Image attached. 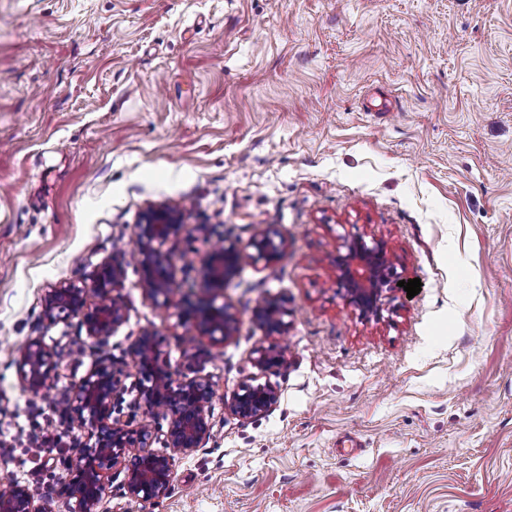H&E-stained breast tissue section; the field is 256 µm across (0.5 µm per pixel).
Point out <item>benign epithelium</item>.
<instances>
[{"instance_id":"7a95c632","label":"benign epithelium","mask_w":512,"mask_h":512,"mask_svg":"<svg viewBox=\"0 0 512 512\" xmlns=\"http://www.w3.org/2000/svg\"><path fill=\"white\" fill-rule=\"evenodd\" d=\"M186 226L185 210L179 207H149L135 225V247L141 270V285L160 307L172 300L176 289L170 257L161 249L177 238ZM344 251L336 254V286L345 300L361 314L376 321L388 293L404 292L397 286L402 280L392 264L386 241L361 237L344 240ZM288 251V237L270 225L258 228L251 241L240 247L221 240L214 244L207 259L206 283L213 291L223 290L246 260L262 259L272 263ZM124 278L120 264L106 263L90 274L88 281L77 285L63 284L50 289L43 298L45 318L55 323L77 317L92 340L108 337L123 323L124 311L112 291ZM288 309L278 302L258 304L253 320L265 335L282 338L288 335L284 317ZM198 335L214 344L234 336L238 317L227 304L212 302L201 305L195 313ZM255 364L263 373H279L288 367L285 349L274 342L256 350ZM139 378V403L154 416L169 419L165 447L170 452L152 450L154 432L143 425L129 427L113 416L115 404L124 390L123 371L99 365L73 387L63 400L71 422L87 433L88 441L72 461L66 489L73 500L70 512H100L106 485L112 470L125 471L126 495L136 502L163 499L170 493L176 457L187 455L210 435L209 404L212 388L200 369L202 351L187 357V373L177 382L160 365V352L154 334L146 332L132 345ZM18 376L27 390L38 391L56 377L55 353L40 339L27 341L19 350ZM280 398L272 384L244 383L226 400L230 413L251 420L269 412ZM0 512H44L38 492L18 482L0 485Z\"/></svg>"}]
</instances>
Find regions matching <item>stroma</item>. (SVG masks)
<instances>
[{
  "mask_svg": "<svg viewBox=\"0 0 512 512\" xmlns=\"http://www.w3.org/2000/svg\"><path fill=\"white\" fill-rule=\"evenodd\" d=\"M150 206L187 210L166 309L136 260ZM265 224L288 251L225 286L238 328L211 346L184 317L209 252ZM359 235L422 283L378 322L336 290ZM110 261L111 336L44 319L50 288ZM266 299L288 309L283 374L254 363ZM147 331L173 380L207 351L212 431L160 501L113 471L103 512H512V0H0V484L69 512L84 433L55 401L100 363L164 452L130 355ZM31 338L59 363L39 392L17 372ZM258 375L280 399L238 419L224 401ZM347 432L361 451H337Z\"/></svg>",
  "mask_w": 512,
  "mask_h": 512,
  "instance_id": "35a3bbf8",
  "label": "stroma"
}]
</instances>
